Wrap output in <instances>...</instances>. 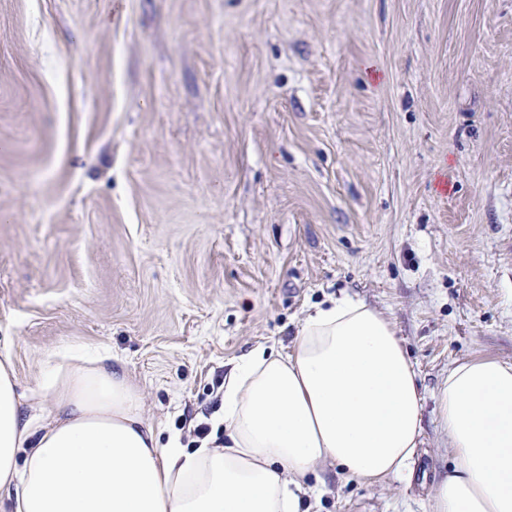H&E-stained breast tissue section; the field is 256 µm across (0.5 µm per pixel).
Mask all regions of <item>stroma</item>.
Masks as SVG:
<instances>
[{
    "instance_id": "35a3bbf8",
    "label": "stroma",
    "mask_w": 512,
    "mask_h": 512,
    "mask_svg": "<svg viewBox=\"0 0 512 512\" xmlns=\"http://www.w3.org/2000/svg\"><path fill=\"white\" fill-rule=\"evenodd\" d=\"M361 300L422 444L311 512H428L449 368L512 363V0H0V350L105 351L162 441L257 345Z\"/></svg>"
}]
</instances>
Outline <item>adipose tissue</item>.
I'll list each match as a JSON object with an SVG mask.
<instances>
[{"mask_svg": "<svg viewBox=\"0 0 512 512\" xmlns=\"http://www.w3.org/2000/svg\"><path fill=\"white\" fill-rule=\"evenodd\" d=\"M57 412L27 417L0 358V489L14 512H299L312 474L376 484L411 465L424 397L390 320L343 297L310 309L292 353L254 348L224 377V440L162 446L109 354L48 382ZM455 466L430 512H512V363H456L439 392Z\"/></svg>", "mask_w": 512, "mask_h": 512, "instance_id": "1", "label": "adipose tissue"}]
</instances>
